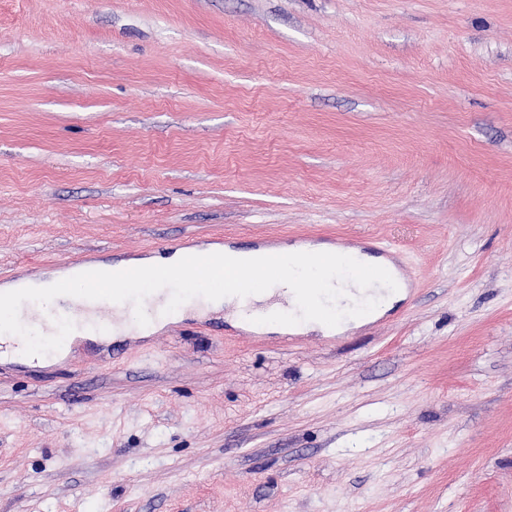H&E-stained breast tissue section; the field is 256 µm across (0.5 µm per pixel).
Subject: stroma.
Returning <instances> with one entry per match:
<instances>
[{"label": "stroma", "instance_id": "35a3bbf8", "mask_svg": "<svg viewBox=\"0 0 512 512\" xmlns=\"http://www.w3.org/2000/svg\"><path fill=\"white\" fill-rule=\"evenodd\" d=\"M259 235L407 294L1 361L0 512H512V0H0V285ZM384 288H389L386 293L378 299L382 301V306L375 305L370 298H367L363 292H347L345 298L353 305L354 312L351 315V321L345 322L338 326L335 316L331 315L329 318H308L294 315L292 317V324L298 325L295 331L308 332L317 331L324 335H330L334 329L335 333L343 332L352 326H359L364 323L365 319L373 314L381 312L390 308L395 302L403 297V292L399 290L396 283H392ZM383 308V309H382ZM337 327V328H336Z\"/></svg>", "mask_w": 512, "mask_h": 512}]
</instances>
